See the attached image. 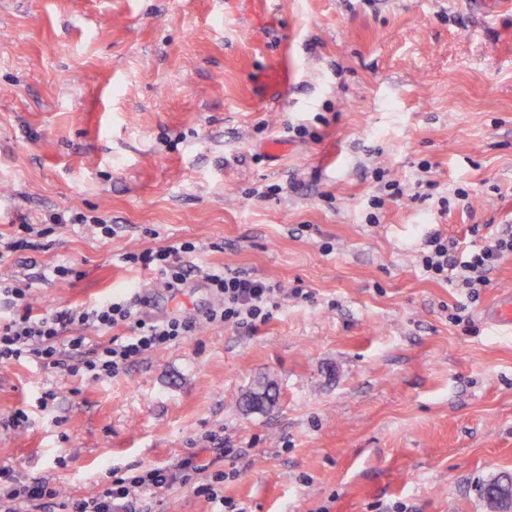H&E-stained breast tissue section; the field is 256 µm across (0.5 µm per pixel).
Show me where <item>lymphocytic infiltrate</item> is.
Masks as SVG:
<instances>
[{"mask_svg": "<svg viewBox=\"0 0 512 512\" xmlns=\"http://www.w3.org/2000/svg\"><path fill=\"white\" fill-rule=\"evenodd\" d=\"M87 216L52 214L44 224H19L14 235L0 248V265L9 255L44 250V239L53 225L87 223ZM196 246L183 242L164 249L123 254L124 262L159 273L168 289L181 288L188 274L183 256L195 253ZM512 254V227H505L475 239L468 250H460L457 239L434 232L425 236L418 265L427 278L446 282L466 299L478 298L487 287L499 260ZM205 279L217 299L205 314L210 323H231L254 329L269 320L288 296H301V289L289 290L281 284L253 279L222 267L206 272ZM29 287L15 279H0V296L12 299L13 315L0 321V364L32 362L43 369L66 368L68 373L90 382L114 376L123 366L154 349L171 345L187 336L189 321L179 318L157 320L143 314L134 298L102 300L87 306L76 305L42 314L33 313L26 299ZM120 326L131 331L124 342L109 341L94 348L80 363L65 365L63 349L78 350L85 345L89 328L111 330ZM204 467L189 461L174 468L113 470L112 481L96 494L70 500L68 512H136L131 498L134 490L154 491L174 484L190 483ZM58 489L43 481L21 482L10 468H0V512H19L23 503L58 498Z\"/></svg>", "mask_w": 512, "mask_h": 512, "instance_id": "1", "label": "lymphocytic infiltrate"}]
</instances>
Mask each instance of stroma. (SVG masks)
<instances>
[{"instance_id": "1", "label": "stroma", "mask_w": 512, "mask_h": 512, "mask_svg": "<svg viewBox=\"0 0 512 512\" xmlns=\"http://www.w3.org/2000/svg\"><path fill=\"white\" fill-rule=\"evenodd\" d=\"M424 160L439 192L468 199L416 198ZM378 169L404 194L372 224ZM269 185L281 193L255 197ZM76 212L112 234L58 224L14 264L34 312L136 295L195 328L94 383L0 364V467L61 492L28 512H65L112 469L186 459L227 472L224 497L248 512H486L481 485L512 472V329L483 313L512 291V254L458 323V292L425 279L417 252L435 230L466 246L473 225H512L511 15L458 0H0V238ZM185 241L198 250L177 292L121 261ZM208 267L305 295L251 331L210 324ZM266 378L275 403L246 410ZM18 409L27 427L7 428ZM133 499L213 510L178 483Z\"/></svg>"}]
</instances>
